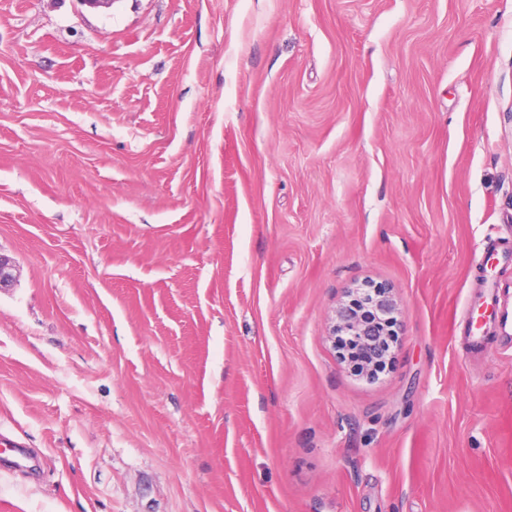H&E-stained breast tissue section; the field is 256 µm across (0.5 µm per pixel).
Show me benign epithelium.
Wrapping results in <instances>:
<instances>
[{"mask_svg": "<svg viewBox=\"0 0 512 512\" xmlns=\"http://www.w3.org/2000/svg\"><path fill=\"white\" fill-rule=\"evenodd\" d=\"M13 261L0 254V289L14 281ZM351 300L338 304L332 318V335L344 336L356 345L364 359L362 376L372 378V371L392 357L394 337L399 335L400 303L390 288L366 285L349 292Z\"/></svg>", "mask_w": 512, "mask_h": 512, "instance_id": "obj_1", "label": "benign epithelium"}]
</instances>
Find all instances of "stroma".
I'll list each match as a JSON object with an SVG mask.
<instances>
[{"mask_svg":"<svg viewBox=\"0 0 512 512\" xmlns=\"http://www.w3.org/2000/svg\"><path fill=\"white\" fill-rule=\"evenodd\" d=\"M490 239L512 0H0V512H512V337L456 340ZM349 297L351 299L348 302L339 303L334 310L332 336H339L343 348L345 343L342 336H346V341L356 344L346 350L348 358L343 355L344 360H348L353 365L355 374L359 375L362 367L358 364L359 356L355 352L357 348L366 365L360 376L371 379L374 378L372 371L381 362L386 364L391 359L393 344L398 342V338L396 342L392 336H399L400 323L397 316L400 314V303L392 289L382 286L365 285L354 288L349 292ZM353 300H369V303L359 309ZM393 318L395 325L390 327L389 324L394 322Z\"/></svg>","mask_w":512,"mask_h":512,"instance_id":"1","label":"stroma"}]
</instances>
